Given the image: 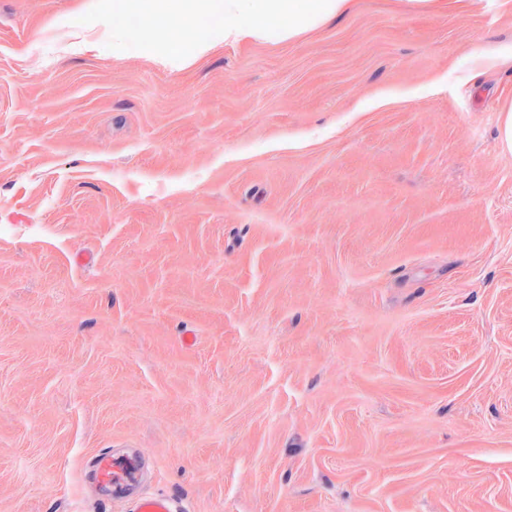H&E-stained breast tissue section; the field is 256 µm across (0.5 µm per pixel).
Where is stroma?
<instances>
[{"mask_svg":"<svg viewBox=\"0 0 512 512\" xmlns=\"http://www.w3.org/2000/svg\"><path fill=\"white\" fill-rule=\"evenodd\" d=\"M89 2L0 0V512H512V0L182 68Z\"/></svg>","mask_w":512,"mask_h":512,"instance_id":"stroma-1","label":"stroma"}]
</instances>
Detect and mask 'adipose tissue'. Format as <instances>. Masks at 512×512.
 Segmentation results:
<instances>
[{"instance_id": "obj_1", "label": "adipose tissue", "mask_w": 512, "mask_h": 512, "mask_svg": "<svg viewBox=\"0 0 512 512\" xmlns=\"http://www.w3.org/2000/svg\"><path fill=\"white\" fill-rule=\"evenodd\" d=\"M351 0H112V15L134 17L143 32L164 37L161 62L186 66L211 52L205 29L219 26L228 44L274 37L294 40L343 15ZM196 32L185 42L186 32Z\"/></svg>"}]
</instances>
